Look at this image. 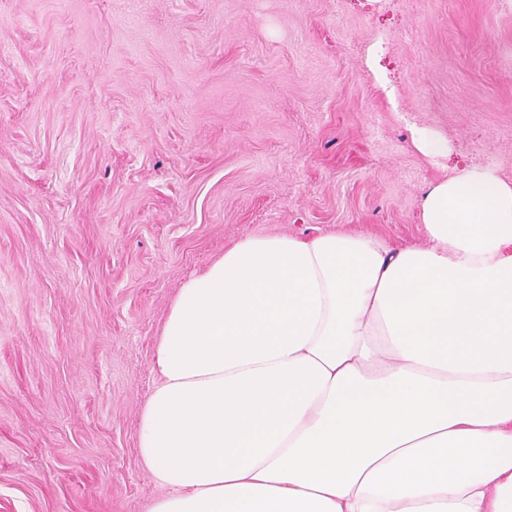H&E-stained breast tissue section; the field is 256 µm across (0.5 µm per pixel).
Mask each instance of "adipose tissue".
Instances as JSON below:
<instances>
[{
	"mask_svg": "<svg viewBox=\"0 0 512 512\" xmlns=\"http://www.w3.org/2000/svg\"><path fill=\"white\" fill-rule=\"evenodd\" d=\"M421 222L247 237L183 283L139 417L150 512H512V181L440 180Z\"/></svg>",
	"mask_w": 512,
	"mask_h": 512,
	"instance_id": "1",
	"label": "adipose tissue"
}]
</instances>
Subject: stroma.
<instances>
[{
	"mask_svg": "<svg viewBox=\"0 0 512 512\" xmlns=\"http://www.w3.org/2000/svg\"><path fill=\"white\" fill-rule=\"evenodd\" d=\"M472 166L512 181V4L0 0V512H150L183 282L253 235L422 244Z\"/></svg>",
	"mask_w": 512,
	"mask_h": 512,
	"instance_id": "obj_1",
	"label": "stroma"
}]
</instances>
